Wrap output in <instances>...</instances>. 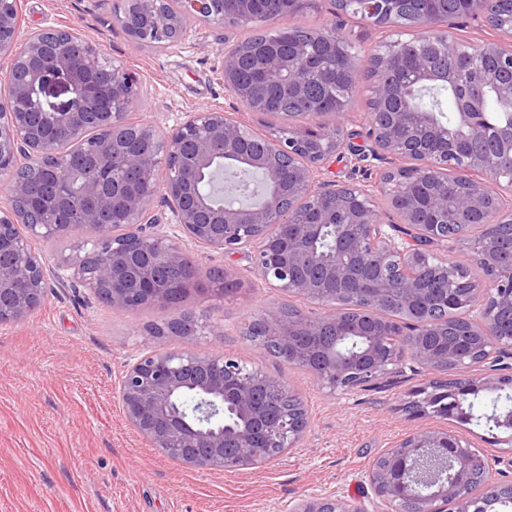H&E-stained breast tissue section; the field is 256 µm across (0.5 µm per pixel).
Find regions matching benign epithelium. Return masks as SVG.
I'll return each instance as SVG.
<instances>
[{
	"label": "benign epithelium",
	"instance_id": "1",
	"mask_svg": "<svg viewBox=\"0 0 512 512\" xmlns=\"http://www.w3.org/2000/svg\"><path fill=\"white\" fill-rule=\"evenodd\" d=\"M496 0H467L466 12L508 37L509 44L484 42L477 49L512 72V19L496 15ZM237 18L224 16V0H124L117 21L138 48L179 42L187 23L201 20L213 27L237 25L248 18L251 0H238ZM401 0H358L366 21L377 28L380 9L399 13ZM312 0H270L268 21H280ZM407 26H426L442 48L455 42L439 18L417 15ZM20 0H0V54L11 66L0 81L8 88L0 102V181L7 197L0 203V324L15 323L42 303L49 276L86 289L96 300L124 311L146 304L175 308L183 288L209 293L237 288L232 268L197 264L193 248L222 255L251 250L261 279L285 293L320 301L317 315L291 317L279 311L260 318L277 351L316 371L329 393L346 394L403 369L405 359L394 342L407 336L410 370L429 376L412 392L402 410L424 415L439 411L440 399L460 409L480 394L512 389V331L499 335L503 316L512 318V263L504 264L492 245L499 224L512 218V170L491 176L484 156L471 140L492 141L512 155V112L505 122L485 117L484 96L467 92L457 98L455 133L435 112L422 107L417 93L454 87L457 78L432 67L417 53L409 59L416 73L412 95L398 112L368 114L370 145L361 149L349 138L330 141L325 115L333 124L349 121L348 104L334 103L325 114L316 109L294 126L263 137L260 154L240 155L252 130L221 107L189 112L160 132L153 121L134 120L141 81L102 44L80 38L70 28H43L19 38ZM325 40L338 51V71L360 85L355 56L342 50L339 30L300 40L286 55L265 57L269 71L286 75L285 93L304 97L310 81V42ZM411 42L381 40L373 57L381 67H399ZM257 52L250 43L224 47L221 72L224 94L243 109L255 111L252 87L237 76L238 60ZM103 72L107 84L87 80ZM482 85L512 109V81L495 73ZM65 99L52 102L53 89ZM85 145L96 164L75 165L65 147ZM349 152L388 164L380 182L328 184L321 179L326 161ZM241 157L244 167L260 172L266 192L255 205L232 206L202 191L206 181L223 173L224 159ZM453 169L463 192L452 198L432 194L425 202L430 216L419 223L420 204L407 187L415 178L432 182ZM387 198L399 223L388 224L375 209V192ZM168 207L169 211L162 210ZM25 225L28 235L19 232ZM335 224L338 234L328 257L317 248L323 229ZM32 238H74L72 252L52 268L30 245ZM463 247L484 271L486 280H462L465 268L448 260ZM366 258L378 271L362 297L375 304L390 296L407 311L404 323L369 317L347 319L337 303L352 300L359 269L340 259L342 253ZM182 271L164 278L160 268ZM433 306L463 309L465 324L456 332L468 346L448 339V322L427 318ZM146 336L224 335V327L195 311L178 310L164 325L144 329ZM360 340L340 352L327 345ZM279 398L297 394L283 379L242 360L191 349L150 350L126 365L119 381L123 411L138 434L180 464L213 472L253 464L263 454L278 456L298 446L307 431L306 411L284 410L274 416L259 393ZM196 399L194 411L182 403ZM493 443L512 447V418L497 419ZM481 452L465 436L438 427L421 428L386 449L369 471L374 497L389 512H434L431 504L452 500L455 512H499L512 482H485L480 491L464 493L471 466ZM288 512L356 511L336 490L308 495Z\"/></svg>",
	"mask_w": 512,
	"mask_h": 512
}]
</instances>
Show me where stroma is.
Instances as JSON below:
<instances>
[{"mask_svg":"<svg viewBox=\"0 0 512 512\" xmlns=\"http://www.w3.org/2000/svg\"><path fill=\"white\" fill-rule=\"evenodd\" d=\"M121 0H21L22 30L67 26L102 43L136 72L145 94L135 114L166 127L186 113L224 107L262 135L282 122L236 108L224 95L220 55L247 40V26L217 29L192 21L191 33L169 48H134L117 22ZM335 22L367 66L381 31L331 0L289 17L294 26L322 30ZM202 267L230 263L242 281L235 294L214 300L190 291L182 306L223 325L220 336H171L145 343L144 327L172 318L152 306L118 310L83 288L50 282L26 319L0 325V512H275L278 505L326 488L344 491L352 507L374 459L406 434L432 425L401 406L425 380L410 371L348 394H330L307 371L275 361L245 338L250 318L294 305L318 304L285 294L257 276L246 255L230 259L201 250ZM222 352L281 376L303 400L308 430L302 443L271 462L224 474L181 465L160 454L127 421L118 392L125 365L145 346Z\"/></svg>","mask_w":512,"mask_h":512,"instance_id":"stroma-1","label":"stroma"}]
</instances>
